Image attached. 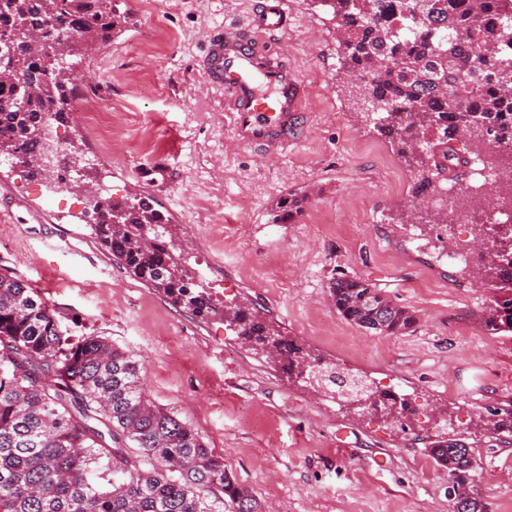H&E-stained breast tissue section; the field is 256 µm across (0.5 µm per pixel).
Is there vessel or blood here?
Masks as SVG:
<instances>
[{
    "instance_id": "1",
    "label": "vessel or blood",
    "mask_w": 512,
    "mask_h": 512,
    "mask_svg": "<svg viewBox=\"0 0 512 512\" xmlns=\"http://www.w3.org/2000/svg\"><path fill=\"white\" fill-rule=\"evenodd\" d=\"M289 14V0H261L247 21L215 27L198 59L204 83L224 93V122L233 145L270 156L297 142L307 93L303 78L286 62L287 41H269L286 33ZM134 195L157 223H172L167 204L140 186Z\"/></svg>"
}]
</instances>
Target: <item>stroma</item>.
Returning <instances> with one entry per match:
<instances>
[{"instance_id": "obj_1", "label": "stroma", "mask_w": 512, "mask_h": 512, "mask_svg": "<svg viewBox=\"0 0 512 512\" xmlns=\"http://www.w3.org/2000/svg\"><path fill=\"white\" fill-rule=\"evenodd\" d=\"M256 2L112 0L120 33L74 75L78 96L98 98L107 134L84 131L73 112L53 123V139L97 156L118 193L140 167L162 163L150 189L174 209L215 302L287 313L302 348L360 377L393 379L407 418L340 409L223 321L192 317L130 277L86 224L0 220V274L39 281L73 339L98 332L128 349L152 400L223 454L267 512H453L448 473L426 451L448 434L475 444L489 512H512V446L483 436L490 411L512 401V331L489 334L481 320L499 292H475L441 250L470 240V225H436L424 245L412 225L395 223L411 174L358 117L338 80L329 17L310 0H292L286 33L288 62L308 87L299 141L277 157L227 149L224 95L204 88L196 61L211 28L245 20ZM290 190L308 194L299 222L273 223V203ZM338 271L414 310L415 331L370 335L342 319L328 293Z\"/></svg>"}]
</instances>
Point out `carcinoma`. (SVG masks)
Segmentation results:
<instances>
[{
    "label": "carcinoma",
    "instance_id": "obj_1",
    "mask_svg": "<svg viewBox=\"0 0 512 512\" xmlns=\"http://www.w3.org/2000/svg\"><path fill=\"white\" fill-rule=\"evenodd\" d=\"M315 2L331 15L344 81L366 79L365 118L420 171L400 223H448L439 211L412 212L468 162L452 141L512 144V62L497 57L498 45L512 40V11L503 0H399L406 18L396 26L388 0ZM119 23L111 0H50L48 7L45 0H0V157L17 161L44 150L46 129L67 104L60 89L70 84L72 59L84 58ZM30 32L40 35L41 51L28 43ZM305 204L297 193L279 200L273 223H290ZM493 230L473 223L472 242L494 248ZM92 231L122 269L174 304L201 318L219 313L168 229L148 214L132 211ZM475 254L461 273L504 290L484 310V327L512 328V257ZM329 292L345 321L374 335H403L417 324L413 311L365 279L336 277ZM245 337L260 351L303 353L270 322ZM364 401L388 416L407 411L372 387ZM485 431L490 443L512 444V402L493 411ZM428 452L455 477L465 510L487 512L474 484L475 450L443 438ZM0 512L265 510L191 424L152 401L129 350L96 333L68 343L52 305L25 280L1 274Z\"/></svg>",
    "mask_w": 512,
    "mask_h": 512
}]
</instances>
